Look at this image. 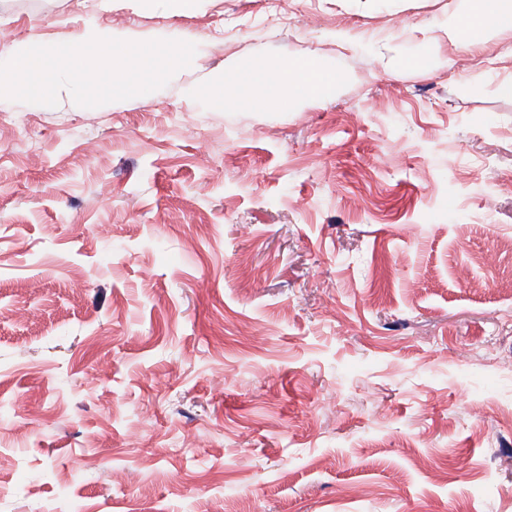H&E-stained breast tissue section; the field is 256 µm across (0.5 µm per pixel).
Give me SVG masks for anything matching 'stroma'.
I'll use <instances>...</instances> for the list:
<instances>
[{"label":"stroma","instance_id":"stroma-1","mask_svg":"<svg viewBox=\"0 0 512 512\" xmlns=\"http://www.w3.org/2000/svg\"><path fill=\"white\" fill-rule=\"evenodd\" d=\"M93 3L0 0V58L89 23L197 51L94 108L0 98V512H512V30ZM309 54L342 82L292 111L209 82Z\"/></svg>","mask_w":512,"mask_h":512}]
</instances>
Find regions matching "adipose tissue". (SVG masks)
<instances>
[{
  "mask_svg": "<svg viewBox=\"0 0 512 512\" xmlns=\"http://www.w3.org/2000/svg\"><path fill=\"white\" fill-rule=\"evenodd\" d=\"M495 29H512V0H471L469 10L449 16L446 35L452 43L477 46ZM341 80V75L314 56L283 59L276 73L249 62L212 77L214 84L230 88L227 105L246 104L256 109H290L298 102L323 98L336 90Z\"/></svg>",
  "mask_w": 512,
  "mask_h": 512,
  "instance_id": "obj_1",
  "label": "adipose tissue"
}]
</instances>
